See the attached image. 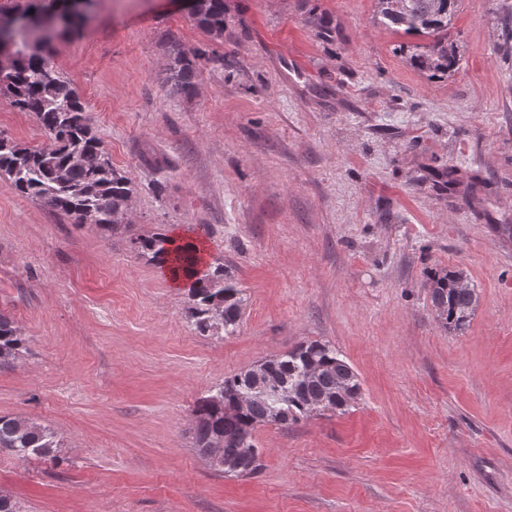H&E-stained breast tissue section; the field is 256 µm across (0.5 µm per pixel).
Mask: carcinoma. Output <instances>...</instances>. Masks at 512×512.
<instances>
[{
    "instance_id": "cac0c4a2",
    "label": "carcinoma",
    "mask_w": 512,
    "mask_h": 512,
    "mask_svg": "<svg viewBox=\"0 0 512 512\" xmlns=\"http://www.w3.org/2000/svg\"><path fill=\"white\" fill-rule=\"evenodd\" d=\"M460 0H378L377 17L388 27L404 26L429 38L411 63L433 76L448 75L458 65L450 41ZM60 0H26L20 10L0 11V50L11 51L9 71L0 74V92L22 112L34 114L47 137L39 148L27 147L0 133V175L32 200L81 222L84 213L97 214L98 227L112 231L124 223L134 188L112 166L102 141L92 133L81 96L57 71L46 20ZM193 21L215 37L224 36V0H196ZM165 83L170 94L188 96L194 90L199 54L173 41L167 49ZM79 154L96 155L85 165ZM137 255L162 262L169 254L163 236L138 238ZM430 299L441 326L453 332L466 328L480 297L463 272H436L427 281ZM246 299L224 264L209 267L188 291L186 315L200 335L237 332ZM27 350V339L15 323L0 314V368L11 366ZM262 375L243 370L198 401L192 425L193 445L203 451L224 438V458L236 476L259 469L253 431L260 423L288 427L320 411L348 410L360 393L357 373L336 348L319 341L304 342L283 355L259 362ZM325 401L317 407L315 403ZM59 441L51 429L23 418L0 416V451L19 458L31 455L56 459Z\"/></svg>"
}]
</instances>
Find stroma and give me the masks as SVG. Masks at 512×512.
Instances as JSON below:
<instances>
[{"label": "stroma", "instance_id": "35a3bbf8", "mask_svg": "<svg viewBox=\"0 0 512 512\" xmlns=\"http://www.w3.org/2000/svg\"><path fill=\"white\" fill-rule=\"evenodd\" d=\"M451 35L459 65L432 77L376 0H224L220 38L177 0H93L53 61L136 191L105 233L0 177V314L27 338L0 416L61 440L0 451L21 512H512V0H461ZM172 40L201 54L193 96L163 83ZM0 132L47 141L4 96ZM197 224L247 298L231 336L199 335L131 244ZM441 269L480 295L458 333L431 305ZM315 340L358 399L258 425V472L215 471L199 399Z\"/></svg>", "mask_w": 512, "mask_h": 512}]
</instances>
